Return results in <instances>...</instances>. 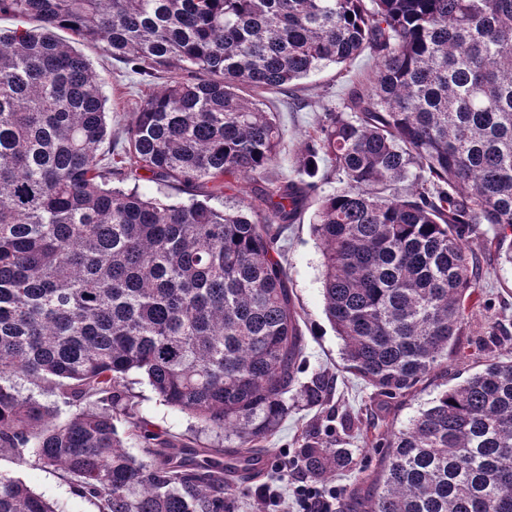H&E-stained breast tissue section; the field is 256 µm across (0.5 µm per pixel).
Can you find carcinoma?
Returning a JSON list of instances; mask_svg holds the SVG:
<instances>
[{
    "instance_id": "obj_1",
    "label": "carcinoma",
    "mask_w": 512,
    "mask_h": 512,
    "mask_svg": "<svg viewBox=\"0 0 512 512\" xmlns=\"http://www.w3.org/2000/svg\"><path fill=\"white\" fill-rule=\"evenodd\" d=\"M1 13L34 25L0 31V452L61 471L98 512H235L288 394L325 399L319 378L297 386L305 351L278 260L319 162L340 183L312 223L325 312L346 369L380 394L410 393L456 352L480 225L512 263V0H0ZM59 28L166 79L104 165L102 79ZM366 50L372 85L306 135L296 178H268L283 133L242 92ZM241 178L266 187L224 202ZM208 183L201 200L166 193ZM132 371L237 445L193 462L139 421ZM363 443L386 449L373 479L311 434L293 463L311 483L370 481L363 512H512V358ZM0 512L57 509L0 476Z\"/></svg>"
}]
</instances>
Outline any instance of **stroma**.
Instances as JSON below:
<instances>
[{
    "label": "stroma",
    "mask_w": 512,
    "mask_h": 512,
    "mask_svg": "<svg viewBox=\"0 0 512 512\" xmlns=\"http://www.w3.org/2000/svg\"><path fill=\"white\" fill-rule=\"evenodd\" d=\"M57 35L62 41L76 45L100 74L102 93L107 99L109 137L106 144L113 149H121L126 143L127 125L137 104L147 95L159 91L162 80L142 83L131 66L112 59L99 46L78 41L66 29L58 30ZM375 72L374 58L365 53L352 62L315 72L290 90L262 93V100L276 112L283 132V141L271 169L273 176H296L301 145L307 132L324 113L340 106L351 85L369 86ZM313 216V211H306L300 222L289 227L283 264L288 271V286L294 294L305 339L306 363L300 380L307 383L313 376H322L328 384V394L319 405L307 404L299 398L289 400L288 416L279 431L261 444L264 468L259 475L243 484L239 512H255L253 492L261 485L277 490L281 499L287 502L288 512H299L300 507L295 501L299 479L284 475L282 468L301 435L316 432L327 436L329 429L338 427L341 419L348 415L354 418L359 431L381 421L389 428H400L427 402L455 384L458 374L479 369L489 358L512 357V265L500 259L493 242V232L484 226L466 243L468 251L481 262L482 280L480 301L470 312L460 338V353L444 361L434 374L409 394L397 399L379 395L346 369L342 342L324 313L323 257L310 228ZM495 322L502 326L503 331L492 338L487 331ZM129 380L139 414L149 430L188 439L195 448L227 447V440L204 429L192 415L162 405L142 376L133 372ZM359 431L346 438L345 443L362 466L369 472H376L380 468L383 451L364 447ZM0 473L24 482L51 502L58 512H97L93 502L83 497L61 472L44 468L34 459L20 462L10 453H2Z\"/></svg>",
    "instance_id": "obj_1"
}]
</instances>
